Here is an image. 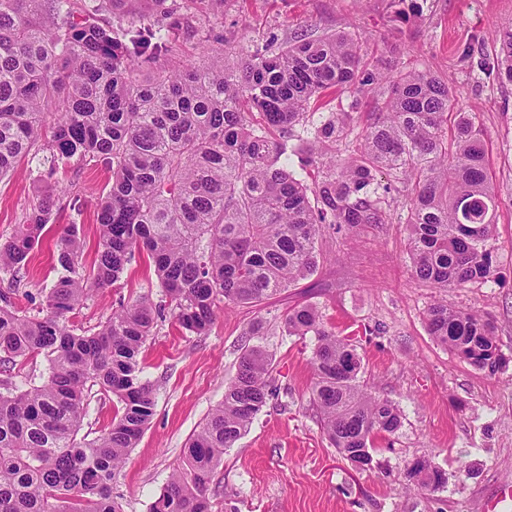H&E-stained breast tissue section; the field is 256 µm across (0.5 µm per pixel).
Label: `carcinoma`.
I'll return each mask as SVG.
<instances>
[{"label": "carcinoma", "mask_w": 512, "mask_h": 512, "mask_svg": "<svg viewBox=\"0 0 512 512\" xmlns=\"http://www.w3.org/2000/svg\"><path fill=\"white\" fill-rule=\"evenodd\" d=\"M154 23L112 25V0H0V181L21 161L50 159L47 177L71 160L103 159L112 184L97 212L99 241L82 261L78 225L57 236V278L35 314L10 300L27 278L33 252L53 223L44 196L0 242V512H124L113 482L155 414L153 385L138 356L166 310L206 336L226 306L261 303L312 275L323 225L387 223L395 184L409 201L404 219L413 277L438 292L493 280L500 198L491 186L485 132L459 108L448 84L428 70H368L359 37L302 34L285 45L267 39L244 58L218 56L197 66L172 54L178 6L155 0ZM393 22L417 0H391ZM488 75L512 80V22L495 38ZM387 95L350 153L326 161L321 145L348 136L358 86ZM349 93L347 108L319 125L311 110ZM259 119L252 121L249 115ZM298 161H293V158ZM315 174L312 185L294 164ZM391 180L381 183L378 176ZM147 258L163 297L121 302L93 331L72 316L96 288L116 283L136 257ZM428 332L470 365L495 369L502 355L485 316L436 301ZM291 336H314L310 402L324 434L346 460L372 459L375 442L402 424L392 401L359 384L356 347L328 329L316 305L283 318ZM48 363L26 389L9 382L38 357ZM271 358L249 345L224 400L183 448L150 512H212L208 486L224 450L278 396ZM120 404L112 423L79 436L91 390ZM424 487L445 483L430 464L408 469Z\"/></svg>", "instance_id": "cac0c4a2"}]
</instances>
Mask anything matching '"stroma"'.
<instances>
[{
	"label": "stroma",
	"instance_id": "1",
	"mask_svg": "<svg viewBox=\"0 0 512 512\" xmlns=\"http://www.w3.org/2000/svg\"><path fill=\"white\" fill-rule=\"evenodd\" d=\"M179 3L185 34L175 53L199 65L222 48L244 53L272 35L284 42L301 33H356L368 68L411 63L443 78L486 133L488 172L501 199L492 241L498 268L493 282L444 294L417 282L399 190L389 196L387 223L322 228L317 246L325 260L313 276L259 306L225 309L208 335L166 318L139 355L156 407L118 475L125 512H149L189 437L223 400L244 333L259 315L267 320L260 342L282 391L225 451L210 484L212 512H487L491 499L512 486V81L480 73L475 61L493 55V33L512 20V0H425L419 14L395 27L388 0H225L217 16L207 0ZM212 31L223 33V43H206ZM467 47L470 62L461 56ZM46 170L24 161L15 176L0 181V241L35 204L34 182ZM68 178L73 187L54 209L27 292L13 298L16 309L34 311L41 289L55 279L51 253L64 226L78 225L85 260L95 256L98 204L112 171L101 161L75 162ZM142 295L157 300L161 290L138 260L115 284L95 290L74 320L97 328L120 301ZM439 298L493 317L504 356L498 369H476L430 336L425 312ZM304 302L316 304L325 325L356 345L363 387L401 411L400 429L377 442L366 469H355L330 445L310 403L314 337L287 335L279 321ZM418 460L438 467L445 484L430 488L410 479L407 470Z\"/></svg>",
	"mask_w": 512,
	"mask_h": 512
}]
</instances>
